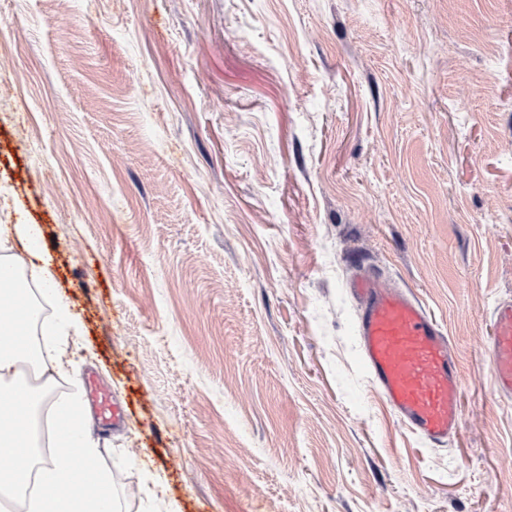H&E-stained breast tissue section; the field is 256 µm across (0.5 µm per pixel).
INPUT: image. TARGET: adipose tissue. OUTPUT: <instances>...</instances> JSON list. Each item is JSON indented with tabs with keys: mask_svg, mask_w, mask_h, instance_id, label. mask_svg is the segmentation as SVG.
<instances>
[{
	"mask_svg": "<svg viewBox=\"0 0 512 512\" xmlns=\"http://www.w3.org/2000/svg\"><path fill=\"white\" fill-rule=\"evenodd\" d=\"M21 243L25 264L41 297L53 299L56 313L29 332L30 309L19 303L20 288L0 284V491L21 501L24 512H118L112 477L95 467L98 448L79 395L55 398L47 388L16 381L22 361L40 376L67 373L69 349L81 334V320L60 293L36 224H0V251ZM54 449L43 457L37 434Z\"/></svg>",
	"mask_w": 512,
	"mask_h": 512,
	"instance_id": "ef3b65f1",
	"label": "adipose tissue"
}]
</instances>
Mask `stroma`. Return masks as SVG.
<instances>
[{
  "mask_svg": "<svg viewBox=\"0 0 512 512\" xmlns=\"http://www.w3.org/2000/svg\"><path fill=\"white\" fill-rule=\"evenodd\" d=\"M0 220L82 322L55 378L123 512H512V0H0ZM446 331L434 444L361 363L352 259ZM493 321L494 336L487 348L490 372L498 395L512 399V303L497 304ZM86 386L89 391V397L99 418L103 422H112L115 426L123 418V410L115 403H111L107 393L98 387L93 376H88Z\"/></svg>",
  "mask_w": 512,
  "mask_h": 512,
  "instance_id": "obj_1",
  "label": "stroma"
}]
</instances>
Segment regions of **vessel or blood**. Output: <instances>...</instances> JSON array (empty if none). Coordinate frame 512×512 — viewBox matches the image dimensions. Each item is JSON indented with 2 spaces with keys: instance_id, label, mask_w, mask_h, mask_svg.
<instances>
[{
  "instance_id": "b4317fda",
  "label": "vessel or blood",
  "mask_w": 512,
  "mask_h": 512,
  "mask_svg": "<svg viewBox=\"0 0 512 512\" xmlns=\"http://www.w3.org/2000/svg\"><path fill=\"white\" fill-rule=\"evenodd\" d=\"M349 288L358 306L363 365L383 402L420 438H448L460 424L461 378L445 330L413 294L365 266H358ZM493 321L490 372L498 395L512 399V303L497 304ZM86 386L99 418L119 423L121 407L94 377Z\"/></svg>"
}]
</instances>
